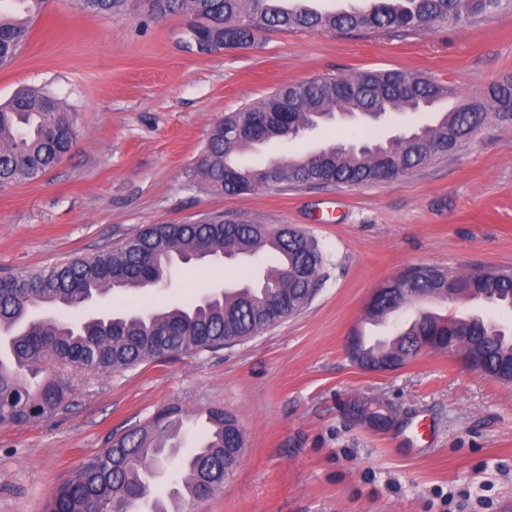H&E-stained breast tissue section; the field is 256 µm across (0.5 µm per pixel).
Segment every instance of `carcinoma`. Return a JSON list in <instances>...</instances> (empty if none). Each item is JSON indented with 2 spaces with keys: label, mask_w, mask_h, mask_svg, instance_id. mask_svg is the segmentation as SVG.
Listing matches in <instances>:
<instances>
[{
  "label": "carcinoma",
  "mask_w": 512,
  "mask_h": 512,
  "mask_svg": "<svg viewBox=\"0 0 512 512\" xmlns=\"http://www.w3.org/2000/svg\"><path fill=\"white\" fill-rule=\"evenodd\" d=\"M23 14L0 13V68L12 63L27 44L33 17L48 0H21ZM284 0H80L81 9L118 14L141 10L160 19L180 13L194 23L183 33L224 27L225 37L251 46L266 31H385L419 33L434 26L481 23L508 7L504 0H373L367 9L320 12L309 0L281 7ZM452 94L450 86L398 70L322 75L283 86L213 124L195 166L207 189L241 195L271 187L315 182L347 187L385 183L405 176L458 147L487 127L483 115L512 121V80L490 83L469 94L482 108L456 105L430 123L385 141L358 148L338 143L315 155L244 167L234 157L257 143L288 139L336 114L378 117L391 112H420ZM77 137L76 118L58 98L39 89H22L0 104V186L26 183L46 172ZM278 255L261 282L250 291L214 295L185 305L157 303L112 319L65 320L53 308L78 310L114 289L162 288L158 271L199 260V255L255 257L264 249ZM330 260L313 235L290 226L269 229L246 219L154 224L91 258H73L43 269L0 277V426L47 420L69 405L70 379L54 371L71 365L96 374L164 362L180 354L220 349L258 335L288 310L301 311L327 280ZM389 291L367 310L372 321L388 322L421 298L448 301L450 288H479L484 302L512 309V271L452 270L416 267L385 284ZM427 342L432 350L458 353L466 366L503 384H512V333L478 315L445 317L421 309L388 340L366 347L371 358H392L404 366ZM206 428L196 451L181 461L163 495L153 493L150 471L177 451L192 414L178 404L159 409L149 424L134 426L107 448L83 462L58 485L44 512H185L206 499L204 471L224 480L223 467L237 459L226 448H243L234 435L237 421L217 408L197 414Z\"/></svg>",
  "instance_id": "cac0c4a2"
}]
</instances>
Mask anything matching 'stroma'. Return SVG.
Here are the masks:
<instances>
[{
  "mask_svg": "<svg viewBox=\"0 0 512 512\" xmlns=\"http://www.w3.org/2000/svg\"><path fill=\"white\" fill-rule=\"evenodd\" d=\"M185 19L95 14L50 0L0 102L24 87L77 116V144L38 179L0 187V277L90 257L151 224L214 214L299 226L327 253L328 278L299 314L217 351L110 375L68 368L75 390L52 419L0 429V512H43L51 492L112 436L177 403L233 414L245 449L233 476L193 512H512V385L425 351L375 373L355 365L372 294L413 266L512 269V124L487 128L395 181L207 191L194 174L212 124L278 87L323 74L400 69L467 94L512 79V9L475 27L401 32H269L197 55ZM333 123L242 154L248 166L348 139ZM268 257L178 268L141 307L260 277ZM392 407L375 431L348 404Z\"/></svg>",
  "mask_w": 512,
  "mask_h": 512,
  "instance_id": "stroma-1",
  "label": "stroma"
}]
</instances>
